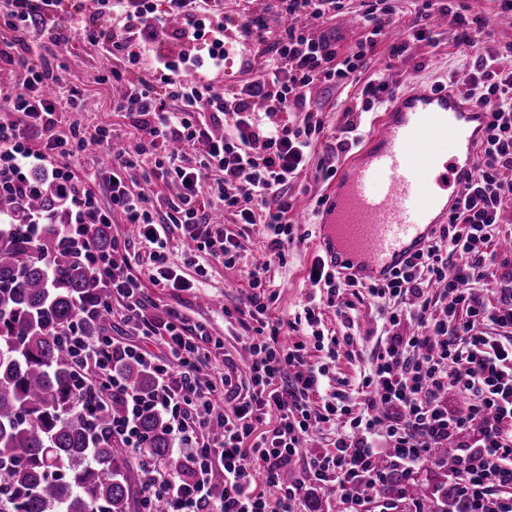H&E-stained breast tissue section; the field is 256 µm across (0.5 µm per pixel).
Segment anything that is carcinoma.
<instances>
[{
	"mask_svg": "<svg viewBox=\"0 0 512 512\" xmlns=\"http://www.w3.org/2000/svg\"><path fill=\"white\" fill-rule=\"evenodd\" d=\"M61 206L48 181L23 201L0 197V512H130L142 505L145 468L112 434L122 402L79 388L62 344L80 305L108 294L96 286L90 252L112 246L110 225H83L80 244L53 223ZM111 322L106 312L83 332L97 336ZM122 371L141 390L153 385L136 364ZM139 427L151 460L188 472L161 414H144ZM387 489L421 512H468L454 486L439 498L419 481L394 478Z\"/></svg>",
	"mask_w": 512,
	"mask_h": 512,
	"instance_id": "obj_1",
	"label": "carcinoma"
}]
</instances>
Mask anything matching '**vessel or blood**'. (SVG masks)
Returning <instances> with one entry per match:
<instances>
[{
    "instance_id": "b4317fda",
    "label": "vessel or blood",
    "mask_w": 512,
    "mask_h": 512,
    "mask_svg": "<svg viewBox=\"0 0 512 512\" xmlns=\"http://www.w3.org/2000/svg\"><path fill=\"white\" fill-rule=\"evenodd\" d=\"M487 116L449 85L394 93L320 210L323 260L360 282L387 278L425 248L463 199ZM447 139L450 154L433 149Z\"/></svg>"
}]
</instances>
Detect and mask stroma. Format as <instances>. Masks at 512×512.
I'll return each mask as SVG.
<instances>
[{"label":"stroma","mask_w":512,"mask_h":512,"mask_svg":"<svg viewBox=\"0 0 512 512\" xmlns=\"http://www.w3.org/2000/svg\"><path fill=\"white\" fill-rule=\"evenodd\" d=\"M395 12L392 23L384 36L362 61L359 78L361 83L372 79L385 78L392 87L411 86L421 82L440 85L448 82L463 83L467 77L466 54L456 44V30L452 25H444L432 32V42L409 40L408 49L400 59L390 56L391 44L401 38L416 18V0H392ZM455 10L469 16H481L486 20V28L481 39L487 46L505 49L512 45V13L502 11L498 0H452ZM364 10V0H345L342 12L327 20H307L306 27L313 33H325L335 37L341 52L350 54L356 51L359 41L367 32L361 27L359 17ZM105 54L101 45L77 38L60 52L63 74L69 86L81 90L87 97L90 107L84 112L65 113L64 123L77 124L85 133H93L98 126H110L126 130L127 121L122 113L113 109L112 101L120 96L121 87L103 81L104 70L101 61ZM360 93L359 86L351 87L348 93L338 94L323 86L313 87L311 97L314 103L323 107L326 135L320 138L314 161H327L339 166L345 161L344 154L331 152L332 138L343 135L351 125H359L361 133H368L375 118L374 113L354 112L352 106ZM326 182L315 179L313 173H306L288 187L289 195L295 196L296 207L288 218L292 225L294 241L285 251V261L273 264L267 274L269 290L276 299L270 305L271 317L284 323L283 336L293 340L298 336L291 327L296 316L301 313L307 301L308 290L304 279L314 258V244L319 235V226L314 211V202L328 190ZM111 234L125 240L129 250L139 255L141 262L133 272L140 277L144 293L148 298L146 315H155L166 310L180 314L186 329L205 326L212 337L221 339L224 347L213 357L207 372L213 382H220L224 376L244 377L245 364L249 353L241 341L247 332L237 318L226 317L223 306H236L250 294L251 288L242 266H224L214 261L206 267L205 277H198L194 267L185 265L184 256L189 243L181 236H173L169 242V258L181 267L188 279H202L199 288L176 290L154 286L145 264L153 249L138 234L136 226L115 219ZM222 300V307H214V300ZM355 309L350 323H341L334 309H324V323L329 331L337 336H351L353 342L346 347L332 366V376L337 384L356 381L370 366L371 359L381 342L376 329L377 302L367 293L353 295Z\"/></svg>","instance_id":"35a3bbf8"}]
</instances>
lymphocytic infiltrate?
<instances>
[{"instance_id":"1","label":"lymphocytic infiltrate","mask_w":512,"mask_h":512,"mask_svg":"<svg viewBox=\"0 0 512 512\" xmlns=\"http://www.w3.org/2000/svg\"><path fill=\"white\" fill-rule=\"evenodd\" d=\"M277 12L289 18L276 39L267 37L262 15L225 13L222 0H102L105 15L118 21L115 33L90 26L85 0H11L4 22L10 38L0 39V63L24 75L22 88L1 97L13 112L0 121V194L26 199L35 192L27 171L40 168L60 194L70 198L79 224H109L114 216L137 225L141 237L153 244L149 273L154 285L181 289L190 282L170 265L167 244L172 230L193 242L190 261L203 268L206 258L226 265L242 260L245 246L238 233L217 228L204 199L214 196L236 224L264 227L268 258L247 265L253 292L247 314L254 320L245 346L251 360L246 371L247 392L225 412L219 392L202 368L211 342L205 327L186 331L176 312L147 319L143 285L133 273L137 258L126 243L92 254L98 285L120 297L124 318L141 342L124 345L113 337L83 335L73 327L64 338L78 383L93 388L104 401L122 400L125 412L112 422V432L126 448L144 455L139 429L144 413L165 417L180 455L189 463V476L151 467L143 486V512L164 502L166 512H297L306 482L339 494L345 512L380 494L389 473L410 479L432 458L433 448L449 438L474 430V444L460 447L455 484L469 503V512H512V496H494L493 487L512 486V339L487 336L493 325L512 329V289L501 291L497 304L486 302L480 284L492 277L495 224L512 203V65L499 50L478 49L482 19L471 20L452 7H443L457 30L458 46L472 49L466 98L488 115L479 151L482 163L471 178L463 203L438 225L432 244L416 252L392 278L366 283L373 298L395 299L394 307H379L380 333L385 341L375 351L359 385L366 400L356 408L348 396L323 393L330 362L340 357L351 337L326 336L321 330V305L334 307L339 317L352 308L345 300L347 284L321 260H314L305 285L308 302L301 322L304 337L291 344L280 339L283 323L268 315L267 273L273 261L284 259L293 239L288 213L293 199L289 184L312 161L325 130L318 107L311 101L313 86L348 88L359 83L360 65L382 36L392 6L368 0L362 25L368 35L356 53L342 54L335 39L306 35L299 21L327 18L343 10V0H277ZM240 28L254 49L242 56L247 78L215 91L207 74L223 70L228 52L224 31ZM174 34L195 46L194 53L172 55L161 40ZM82 35L110 42L113 54L130 64L149 49L152 62L136 78L119 69L108 73L123 91L115 103L134 129L136 140L125 144L111 127L89 136L62 132L61 115L82 109L80 90L61 94L64 78L57 48ZM234 113L232 131L216 135L214 126L225 113ZM96 146L112 157V168L96 179L109 192L101 205L71 160ZM142 167L146 179L174 185L168 197L132 189L126 172ZM440 285L448 299L433 303L428 289ZM325 302H318V292ZM418 326L405 336L404 320ZM159 341L166 349L158 358L145 348ZM325 353L326 363L310 362V350ZM134 361L155 376L153 390L131 387L117 372L118 364ZM456 391L467 400L464 411L449 410L444 399ZM320 395L322 405L310 411L308 402ZM276 413L273 429L259 431L264 416ZM221 425L214 434L213 425ZM331 430L328 447L311 451L304 475L286 483L282 475L316 432ZM393 453L380 458L378 441ZM222 484H215V474Z\"/></svg>"}]
</instances>
